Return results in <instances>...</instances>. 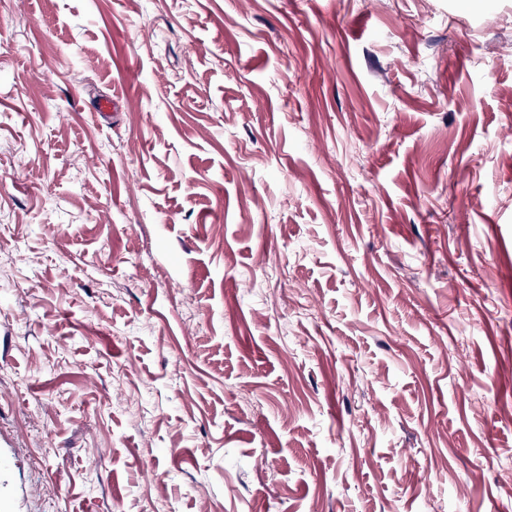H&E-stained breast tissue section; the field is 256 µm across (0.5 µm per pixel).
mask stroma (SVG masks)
Segmentation results:
<instances>
[{"label":"stroma","instance_id":"obj_1","mask_svg":"<svg viewBox=\"0 0 512 512\" xmlns=\"http://www.w3.org/2000/svg\"><path fill=\"white\" fill-rule=\"evenodd\" d=\"M1 457L0 512H512V0H0Z\"/></svg>","mask_w":512,"mask_h":512}]
</instances>
